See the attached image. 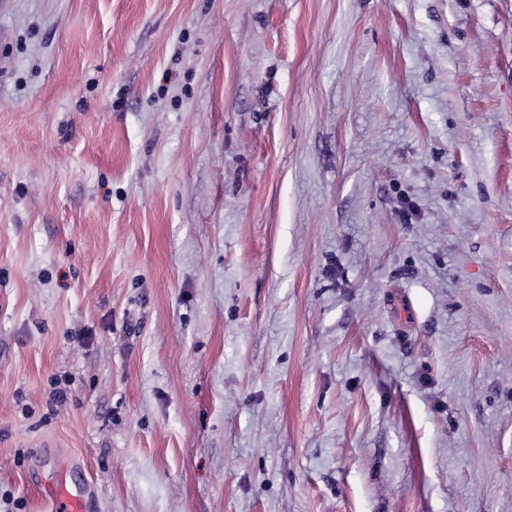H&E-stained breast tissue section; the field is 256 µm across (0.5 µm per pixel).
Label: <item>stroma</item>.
Returning <instances> with one entry per match:
<instances>
[{"label":"stroma","instance_id":"1","mask_svg":"<svg viewBox=\"0 0 512 512\" xmlns=\"http://www.w3.org/2000/svg\"><path fill=\"white\" fill-rule=\"evenodd\" d=\"M63 460L512 512V0H0V501Z\"/></svg>","mask_w":512,"mask_h":512}]
</instances>
